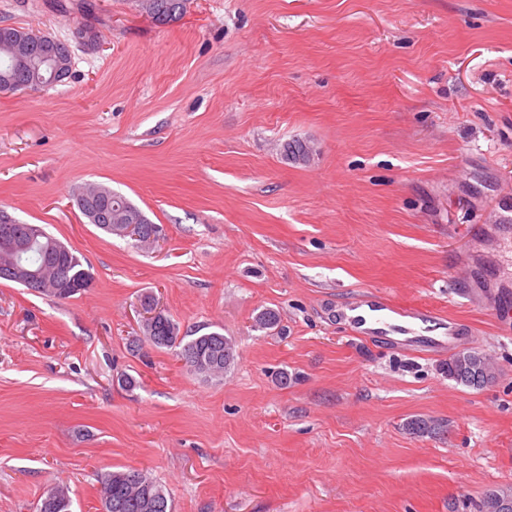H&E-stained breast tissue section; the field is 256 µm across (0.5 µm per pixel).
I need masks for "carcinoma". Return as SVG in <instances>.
<instances>
[{
  "label": "carcinoma",
  "instance_id": "cac0c4a2",
  "mask_svg": "<svg viewBox=\"0 0 512 512\" xmlns=\"http://www.w3.org/2000/svg\"><path fill=\"white\" fill-rule=\"evenodd\" d=\"M188 0H137L140 11L159 24L178 20L186 10ZM20 29L0 26V92L19 90L39 91L52 75V65L60 64L61 73L56 80L68 77L71 69V50L68 44L48 38L30 42L25 61L14 62L11 51L4 43L17 35ZM284 157L295 163L307 160L310 147L303 141L288 142L283 147ZM77 206L89 223L96 224L108 234L118 236L126 228L129 218L140 224V238L136 243L151 245L150 233H162L160 225L153 223L145 213L124 196L103 186H91L77 198ZM16 263L40 272V281L35 288L59 300L74 296V289L61 286L58 271L66 270L67 279L73 284L91 280L89 271L82 268L80 259L62 243L46 234L32 241ZM143 338L157 348H174L176 356L191 372L208 377H222L236 360L235 343L224 334L213 331L189 341L180 336L178 324L168 314L145 320L142 323ZM448 377L457 383L480 388L493 378L492 370L480 352L467 350L451 356L447 364ZM101 502L106 512H172V506L162 487L151 477L137 469L112 470L98 477ZM504 500L512 503V491L489 490L482 502V512H493L492 501ZM72 500L68 488L57 486L51 497H45L37 505L38 512H71Z\"/></svg>",
  "mask_w": 512,
  "mask_h": 512
}]
</instances>
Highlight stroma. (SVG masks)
<instances>
[{"instance_id": "stroma-1", "label": "stroma", "mask_w": 512, "mask_h": 512, "mask_svg": "<svg viewBox=\"0 0 512 512\" xmlns=\"http://www.w3.org/2000/svg\"><path fill=\"white\" fill-rule=\"evenodd\" d=\"M50 2L0 0V25L72 49L63 82L0 93V209L93 284L0 281V512L57 485L100 512L122 467L172 512H479L512 488V336L485 300H512V0H188L166 25ZM90 183L163 243L89 224ZM363 292L470 325L495 380L352 337L333 313ZM146 294L181 335L232 338L223 380L142 342Z\"/></svg>"}]
</instances>
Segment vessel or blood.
<instances>
[{"mask_svg":"<svg viewBox=\"0 0 512 512\" xmlns=\"http://www.w3.org/2000/svg\"><path fill=\"white\" fill-rule=\"evenodd\" d=\"M354 317L346 329L355 336H372L387 344L412 352L430 349L457 350L463 343L460 326H435L431 314L418 309L394 306L388 299L364 301L356 299L350 305Z\"/></svg>","mask_w":512,"mask_h":512,"instance_id":"b4317fda","label":"vessel or blood"}]
</instances>
